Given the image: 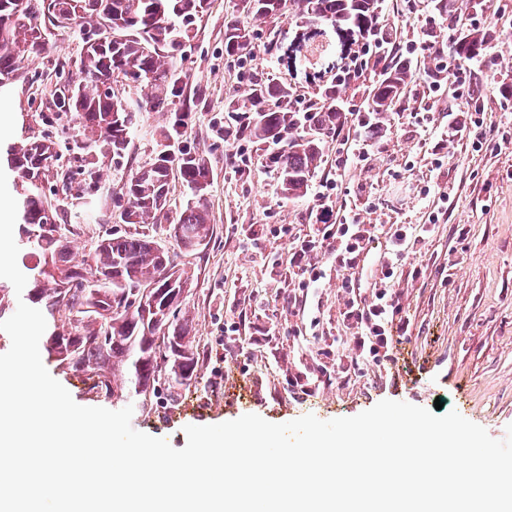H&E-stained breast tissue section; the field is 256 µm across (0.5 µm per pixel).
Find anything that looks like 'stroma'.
Instances as JSON below:
<instances>
[{"instance_id": "stroma-1", "label": "stroma", "mask_w": 512, "mask_h": 512, "mask_svg": "<svg viewBox=\"0 0 512 512\" xmlns=\"http://www.w3.org/2000/svg\"><path fill=\"white\" fill-rule=\"evenodd\" d=\"M381 9L398 23L400 51L417 65V80L382 133L368 134L356 119L348 120L347 145L328 141L305 197H281L263 146L246 139L227 143L215 135V123L225 117V97L244 95L250 73L288 82L306 97L320 87L300 67L266 52L271 32L294 39L303 21L293 15L249 20L236 0H212L200 14L194 38L176 61L184 74L181 96L141 113L123 162L105 161L111 193L93 198L96 221L76 231L74 245L82 257L93 253L105 233L124 232L116 218L121 176L153 159L156 132L173 113H184L182 142L203 155L210 169L205 198L211 240L205 249L175 259L190 277L186 311L200 341L199 377L172 408L150 393L135 398V430L181 449L188 425L246 414L272 423L308 413L330 420L386 399L428 409L443 402L445 410H457L496 439L512 424V141L477 152L454 128L456 115L468 112L478 114L489 137L512 129V99L498 92L512 84V0L471 10L461 26L443 25L430 0H382ZM235 20L247 21L252 35V57L245 63L224 54V25ZM438 28L444 37L429 42L428 31ZM467 32L491 34L486 55L459 59L456 38ZM82 47L75 27L46 38L43 52L26 62L0 105L1 137L35 134L69 156L70 130L44 127L40 115L56 109L57 90L74 74ZM432 59L445 67L446 79L437 87L428 86L424 74ZM467 84L475 95L461 94ZM326 180L334 186L325 191ZM321 207L360 224L386 226L425 224L435 214L440 228L407 259L422 268V276L393 285L409 320V340L396 350L394 362L365 367L360 375L304 396L289 392L288 376L299 365L315 368L316 348L324 334L336 330L343 293L330 277L307 303H290L295 290L276 261L292 244L268 228L290 224L295 233L314 234V212ZM258 329L268 337L256 350L248 340ZM45 367L77 404L123 408L122 400L90 391L82 377L55 362L46 361Z\"/></svg>"}]
</instances>
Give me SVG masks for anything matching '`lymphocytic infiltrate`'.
Returning a JSON list of instances; mask_svg holds the SVG:
<instances>
[{
    "label": "lymphocytic infiltrate",
    "instance_id": "lymphocytic-infiltrate-1",
    "mask_svg": "<svg viewBox=\"0 0 512 512\" xmlns=\"http://www.w3.org/2000/svg\"><path fill=\"white\" fill-rule=\"evenodd\" d=\"M320 219L322 230L312 237L294 235L292 227L285 224L272 228L273 234L293 239L291 249L279 264L298 287L314 289L332 270L345 295L336 318L335 346L321 347L316 352L321 361L319 374L313 376L300 370L288 378L289 390L306 395L333 377L360 373L367 364L381 367L393 361L394 350L409 326L393 289L373 288L367 299L360 294L367 270L364 252L375 238L374 225L354 224L328 210L321 211ZM433 233L426 224H399L388 231L386 250L377 260L383 278L388 282L401 276L406 255ZM319 253L329 254L330 266L311 264V256Z\"/></svg>",
    "mask_w": 512,
    "mask_h": 512
}]
</instances>
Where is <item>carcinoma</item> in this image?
I'll return each mask as SVG.
<instances>
[{
	"label": "carcinoma",
	"mask_w": 512,
	"mask_h": 512,
	"mask_svg": "<svg viewBox=\"0 0 512 512\" xmlns=\"http://www.w3.org/2000/svg\"><path fill=\"white\" fill-rule=\"evenodd\" d=\"M253 19L299 15L313 27L336 32V24L364 39L382 25L379 0H241ZM209 0H0V95L25 61L40 54L49 29L79 26L83 49L77 74L64 81L57 111L42 115L48 127L73 124L75 149L66 164L64 200L52 201L43 182L55 178L52 141L30 136L0 142V167L14 174L22 236L18 265L31 288L26 299L47 323L48 357L92 381L91 389L112 397H137L149 390L177 403L180 391L198 378V344L183 312L187 272L168 249L147 235L103 236L87 263L75 262L73 230L60 215L90 205L103 184L101 159L124 158L138 112L181 95L174 61L194 37L195 23ZM250 31L234 21L224 28V55L250 53ZM374 53L333 79L305 107L284 81L255 79L241 98L224 102L235 128L224 139L246 138L271 148L266 167L278 177L284 199L305 196L321 166L326 139L347 120L336 108L338 86L365 81L364 129L380 130L412 79L399 46L375 42ZM488 39L468 34L457 47L463 60L480 57ZM180 179L193 198L181 211L168 208L171 183ZM209 167L204 157L182 151L156 153L131 169L123 182L122 224L171 225L176 245L196 251L212 236L204 205ZM104 280L101 288L85 282ZM122 373L116 382L115 372Z\"/></svg>",
	"instance_id": "1"
}]
</instances>
